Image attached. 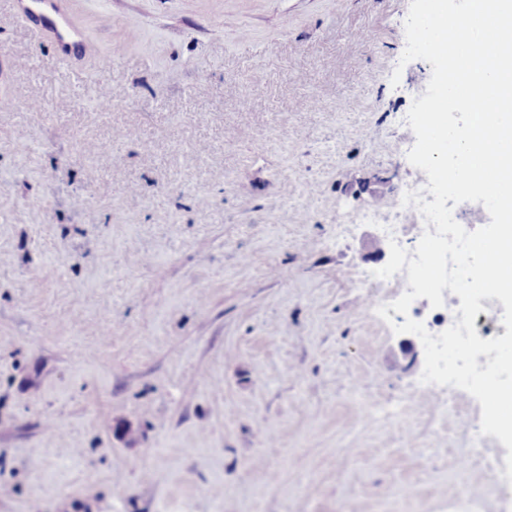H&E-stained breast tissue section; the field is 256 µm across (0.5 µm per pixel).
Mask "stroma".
Segmentation results:
<instances>
[{
	"instance_id": "35a3bbf8",
	"label": "stroma",
	"mask_w": 512,
	"mask_h": 512,
	"mask_svg": "<svg viewBox=\"0 0 512 512\" xmlns=\"http://www.w3.org/2000/svg\"><path fill=\"white\" fill-rule=\"evenodd\" d=\"M69 3L65 65L0 0V512L512 506L458 469L476 400L365 419L424 367L354 285L388 241L336 233L419 173L410 0Z\"/></svg>"
}]
</instances>
